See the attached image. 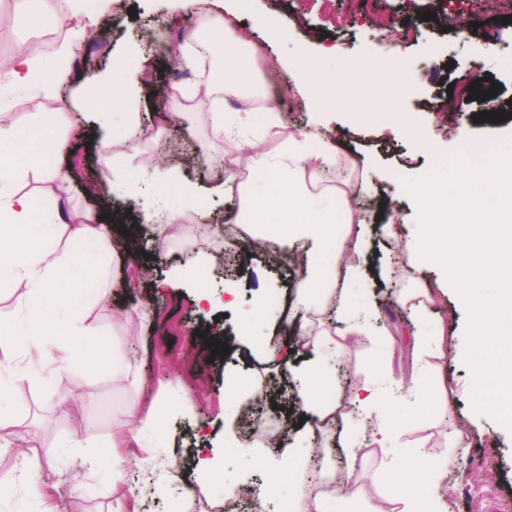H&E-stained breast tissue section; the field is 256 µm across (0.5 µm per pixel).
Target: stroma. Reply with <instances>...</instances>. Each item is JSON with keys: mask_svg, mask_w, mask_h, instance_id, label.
Listing matches in <instances>:
<instances>
[{"mask_svg": "<svg viewBox=\"0 0 512 512\" xmlns=\"http://www.w3.org/2000/svg\"><path fill=\"white\" fill-rule=\"evenodd\" d=\"M238 36L262 48L271 59L284 60L277 97L290 125L304 126L308 115L299 109L298 88L303 83L304 59L327 49L328 70L351 61L382 66L399 64L413 80L412 94L398 96L394 112L381 126L356 135L349 129L346 107L328 113L326 121L339 154L335 175L321 176L318 187L332 191L337 181L348 184L358 203L374 215L399 213L411 235L421 234L415 197L395 192L396 185L412 184L424 176L452 174L457 163L481 164L486 153H512V0H233ZM217 13L208 5L167 20L166 0H119L103 14L91 43L78 58V70L56 80L6 95L11 120L21 128L43 125L46 151L53 164L75 174L65 196L70 209L98 211L92 186L107 189L112 213L134 228L144 256L127 257V240L106 238L91 262L106 261L117 287L106 303L87 296L83 310L103 336L112 338L127 364L121 374L88 371L72 363L64 373L47 377L39 365L16 358L11 387L0 401L6 414L0 426V512H224V499L236 488H263L270 468L290 469L289 478L271 494V512H367L389 497L384 474L391 450L369 446V435L357 421L349 430L357 449L347 456L339 449L337 430L301 434L293 443L266 441L254 449L252 441L224 443L225 388L229 378L243 376L247 403L266 417L289 419L292 405L284 401L287 373L282 363L248 351L243 333L256 343L279 345L285 340L282 316L295 297V271L276 267L266 256L242 243L226 244L213 232L199 239L193 233L195 216L185 218L177 235L159 247L152 226L141 220L139 199L128 196L130 179L145 181V191L157 208L180 205L178 181H160L153 159L175 143L174 164L207 194V211L245 215L259 184L246 167L233 177V204L212 193L214 173L233 150L230 141L214 133L209 112L212 101L195 99L189 110L174 114L170 89L193 87L197 66L174 65L168 48L147 53L141 67L150 74L142 91L140 124L144 134L128 140L120 113L88 111L83 103L86 86L111 67L113 57L139 43L148 28L167 25L170 46L186 44L193 31H213ZM277 25L281 37L269 40L268 25ZM62 31L46 35L17 22L0 29V57L25 46L40 62L52 64ZM500 90L484 101L472 102L462 112L442 113L437 105L450 88L478 85ZM503 110L506 120L478 123L480 112ZM466 138H458V130ZM392 245L377 225H367L362 256L363 275L351 281L355 302H375L371 333L355 337L347 346L334 344L342 325L331 302L308 315V339L334 363L335 400L369 388L387 389L388 364L415 375V391L403 392L382 407L383 421L410 414L411 425L398 427L395 446L408 460L425 454L434 465H448L451 512H488L499 504L512 512V430L487 413L476 394L482 384L471 359V315L455 292L440 297L439 310L452 312L448 340L442 346L423 347L416 336L430 329L423 319L396 300L398 291L435 286L439 271L433 266L404 268L387 279ZM197 268L182 281L175 269ZM238 291L234 306L200 307L198 289L223 298L226 286ZM209 331L229 348L224 358H213L200 338ZM446 386L440 400L431 392ZM137 402L141 412L171 407L165 432L144 447L141 426L127 416ZM470 433L469 447H459V430ZM114 445L113 459H101L95 444ZM221 458L222 479H195L198 449ZM301 456L320 454L319 468L307 462L292 469L289 451ZM352 469L356 482L350 502L332 493L335 474Z\"/></svg>", "mask_w": 512, "mask_h": 512, "instance_id": "obj_1", "label": "stroma"}]
</instances>
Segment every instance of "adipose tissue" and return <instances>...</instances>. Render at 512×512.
I'll return each instance as SVG.
<instances>
[{"instance_id": "ef3b65f1", "label": "adipose tissue", "mask_w": 512, "mask_h": 512, "mask_svg": "<svg viewBox=\"0 0 512 512\" xmlns=\"http://www.w3.org/2000/svg\"><path fill=\"white\" fill-rule=\"evenodd\" d=\"M111 5L112 0H58L53 10L29 12L25 19L38 30L67 29L54 64L61 70ZM203 45L209 56L223 61L224 69L201 78L192 93L174 92L173 107L179 112L191 97L212 98L214 132L236 144L231 165L246 166L268 181V188L252 199L243 221L261 226L260 240L273 251L295 258L299 277L288 323L295 338H303L307 334L306 311L319 297L328 295L330 286L350 282L362 270L358 262L360 236L337 237V222L361 225L368 221L367 214L351 203L344 185H337L326 196L315 191L319 175L336 165L331 130L320 116L356 95L360 101L350 114L351 127L368 120L378 122L390 104L387 84L398 86L405 94L412 93L414 85L400 70L379 72L353 65L326 76L320 63L312 62L306 73L305 101L312 120L307 129L290 132L278 98L264 97L257 109L249 104L252 94L261 89L251 45L226 25L204 39ZM44 71V65L26 49H18L9 60L0 61V90L31 87ZM142 87V77L121 57L86 89L84 99L91 108L126 113L128 135L134 138L140 133L137 114ZM228 97L240 102L231 112L224 109ZM5 114L6 107L0 103V276L27 280L31 289L25 324L0 313V377L12 373V363L20 355L58 372L75 361L91 370L106 365L120 370L124 360L112 340L101 335L75 303L77 294L89 286L94 287L98 299H105L109 271L104 264H91L80 251L67 259L56 257L49 245L50 225L38 222L28 195L12 189L21 172L39 165L45 131L40 127L17 129L7 123ZM276 139L284 140L286 151L274 157L264 153L262 144ZM46 178L58 199L57 221L73 225L72 236L81 247L106 239L111 227L102 223L100 214L72 213L64 204L67 173L55 168L47 171ZM464 187L478 188L487 196L488 207L470 213L460 193ZM412 192L422 203L421 223L431 234L407 242L406 248L422 263L437 266L465 299L472 316L473 342L479 349L474 366L480 372H493L491 389L479 401L486 411L512 423V160L490 153L481 165L461 163L452 182L432 176ZM333 245L350 251L352 259L347 265L329 259ZM333 381L325 354L316 348L292 378L300 412L323 429L337 422L333 405L323 399ZM387 480L393 490L390 504L377 506L373 512H416L415 494L420 490L425 493L427 512H450L448 487L441 474L409 467L396 457L388 464Z\"/></svg>"}]
</instances>
